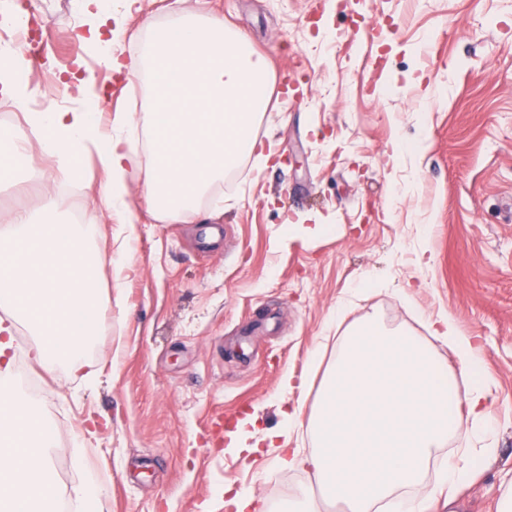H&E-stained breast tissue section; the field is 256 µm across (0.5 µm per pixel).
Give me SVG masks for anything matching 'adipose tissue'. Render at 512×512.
I'll return each mask as SVG.
<instances>
[{
  "instance_id": "obj_1",
  "label": "adipose tissue",
  "mask_w": 512,
  "mask_h": 512,
  "mask_svg": "<svg viewBox=\"0 0 512 512\" xmlns=\"http://www.w3.org/2000/svg\"><path fill=\"white\" fill-rule=\"evenodd\" d=\"M28 123L46 161L94 146L108 172L103 204L122 209L138 129L132 117H124L119 133L101 128L89 112H32ZM452 393V373L427 344L370 313L345 329L315 403L297 400L284 411L281 428L260 434L251 430L255 414H247L234 450L245 460L271 448L277 466L307 470L313 482L299 491L303 503L317 495L347 512H374L401 487L421 489L428 501L473 475L472 460L450 462L434 486L424 484L430 460L454 433ZM301 421L314 442L309 451L290 445ZM53 440L31 400L0 389V512H51L58 484L48 457Z\"/></svg>"
}]
</instances>
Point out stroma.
Here are the masks:
<instances>
[{
    "label": "stroma",
    "mask_w": 512,
    "mask_h": 512,
    "mask_svg": "<svg viewBox=\"0 0 512 512\" xmlns=\"http://www.w3.org/2000/svg\"><path fill=\"white\" fill-rule=\"evenodd\" d=\"M45 50L17 61L19 87L48 111L144 119V81L112 72L88 41L84 0H36ZM125 32L112 53L138 63L151 32L184 14L224 20L270 65L268 103L255 134L265 159L249 156L211 186L188 223L155 216L144 178L152 162L138 140L128 165L124 212L85 224L99 251L101 316L80 368L48 373L28 357L37 337L14 327L12 369L0 385L33 395L54 435L49 456L60 512L74 488L97 483L99 512H225L224 489L253 492L286 508L308 472L275 465L272 449L248 462L229 448L231 412L259 411L278 428L289 401L315 402L336 338L378 314L429 342L451 316L478 361L492 401L486 434L466 407L426 475L444 459L492 445L455 502L427 512H498L512 490V0H114ZM91 93L80 94L77 80ZM66 87L51 100L55 85ZM30 164L0 182V225L23 209L35 220L71 221L98 205L106 171L95 150L79 158V208L55 186L65 165L38 142ZM133 220L121 266L113 231ZM323 225L315 235L311 226ZM431 261L420 267L418 255ZM291 390H284V382ZM98 423L86 433L87 418Z\"/></svg>",
    "instance_id": "stroma-1"
}]
</instances>
